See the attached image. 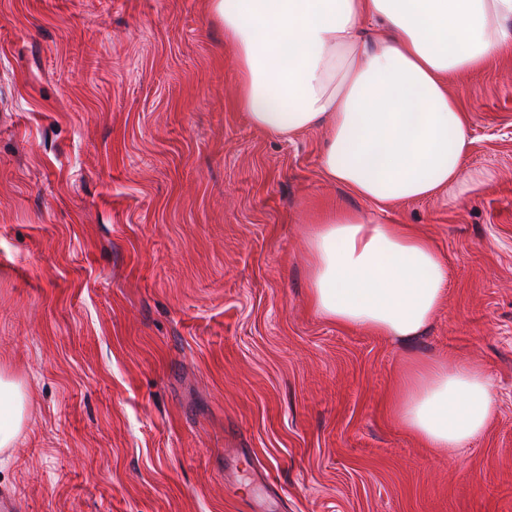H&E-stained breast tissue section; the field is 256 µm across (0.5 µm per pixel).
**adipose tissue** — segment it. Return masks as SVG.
Segmentation results:
<instances>
[{
	"mask_svg": "<svg viewBox=\"0 0 512 512\" xmlns=\"http://www.w3.org/2000/svg\"><path fill=\"white\" fill-rule=\"evenodd\" d=\"M238 63L237 103L281 138L321 130L323 175L386 207L465 187L471 112L452 74L512 53V0H207ZM309 296L319 316L408 345L445 300L446 261L410 224L332 207L304 228ZM494 398L483 367L414 357L395 399L425 447L481 435ZM22 385L0 375V452L25 421Z\"/></svg>",
	"mask_w": 512,
	"mask_h": 512,
	"instance_id": "ef3b65f1",
	"label": "adipose tissue"
}]
</instances>
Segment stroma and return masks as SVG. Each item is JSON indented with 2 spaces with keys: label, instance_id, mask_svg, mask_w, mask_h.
Returning <instances> with one entry per match:
<instances>
[{
  "label": "stroma",
  "instance_id": "1",
  "mask_svg": "<svg viewBox=\"0 0 512 512\" xmlns=\"http://www.w3.org/2000/svg\"><path fill=\"white\" fill-rule=\"evenodd\" d=\"M204 0H0V372L27 420L10 512H512V57L452 74L475 110L465 197L380 209L324 136L235 103ZM412 224L450 268L413 349L321 318L304 225ZM476 363L462 450L396 421L409 353Z\"/></svg>",
  "mask_w": 512,
  "mask_h": 512
}]
</instances>
